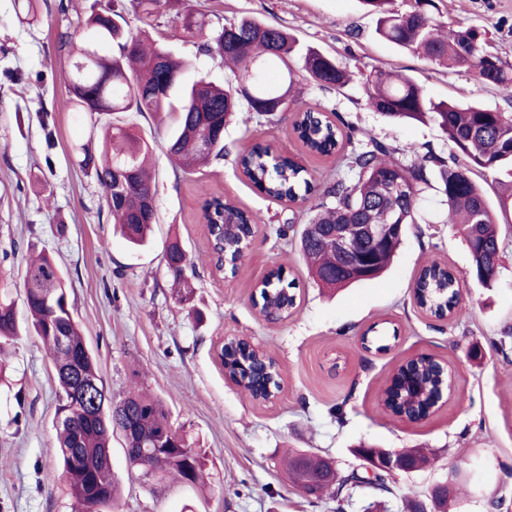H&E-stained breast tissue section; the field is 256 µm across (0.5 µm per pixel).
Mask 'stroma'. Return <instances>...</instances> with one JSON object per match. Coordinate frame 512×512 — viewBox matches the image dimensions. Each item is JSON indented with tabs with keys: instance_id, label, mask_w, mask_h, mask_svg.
I'll list each match as a JSON object with an SVG mask.
<instances>
[{
	"instance_id": "35a3bbf8",
	"label": "stroma",
	"mask_w": 512,
	"mask_h": 512,
	"mask_svg": "<svg viewBox=\"0 0 512 512\" xmlns=\"http://www.w3.org/2000/svg\"><path fill=\"white\" fill-rule=\"evenodd\" d=\"M92 0H39L36 22L16 17L15 0H0V293L14 302L26 325L23 278L32 252L45 253L69 286L73 313L113 398L143 390L160 398L169 421L205 463L206 483L147 478L127 468L124 439L111 441L112 470L122 492L114 512H334L331 499L310 502L286 479L283 458L308 450L355 468L354 447L427 448L425 468L401 473L393 494L356 488L345 512H404L405 497L453 478L463 494L449 512H512V226L500 225L502 262L486 285L469 275L471 257L447 207L426 190L425 221L409 226L388 270L379 278L328 294L310 277L296 230L310 202L288 204L260 194L243 179L237 152L261 142L296 155L316 185L346 170L343 156L308 154L293 131L300 108L336 111L358 137L388 147L407 144L448 156L434 122L393 123L366 103L364 79L376 67L412 77L436 100L476 101L512 113V101L471 74L441 68L376 33L377 18L359 0H162L143 25L131 0H122L131 30L147 29L190 60L183 84L226 77L220 59L199 51V39L171 40L187 13L216 29L250 17L284 27L303 46L335 59L353 81L322 89L303 72L287 74L279 60L263 67L265 79L293 78L288 109L241 112L224 130L223 159L184 172L165 155L176 126L171 112H125L121 119L154 142L156 189L153 233L131 247L115 229L95 176L77 163L76 150L112 122L109 114L73 111L72 59L58 37L85 36L80 27ZM433 17L485 32L488 46L512 64V0H434ZM259 214V232L236 274L215 275L201 222L200 187ZM179 237L193 261L189 301H179L163 255ZM438 261L458 271L462 315L440 321L421 312L413 285L423 265ZM296 284L297 307L287 320H263L252 291L273 268ZM374 329L375 350L361 346ZM245 336L279 361L281 390L268 402L246 396L224 374L218 343ZM430 355L452 372L450 389L429 418L408 423L388 413L381 392L406 359ZM0 383V512H76L57 459V382L47 350L20 334L7 348Z\"/></svg>"
}]
</instances>
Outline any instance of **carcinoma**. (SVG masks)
I'll return each mask as SVG.
<instances>
[{"instance_id":"obj_1","label":"carcinoma","mask_w":512,"mask_h":512,"mask_svg":"<svg viewBox=\"0 0 512 512\" xmlns=\"http://www.w3.org/2000/svg\"><path fill=\"white\" fill-rule=\"evenodd\" d=\"M406 11L394 8V0H360L367 11L379 16L377 33L407 51L448 69H464L480 82L494 86L505 98L512 99V64L488 51L485 35L474 28L455 30L424 10L430 0H414ZM18 20H35L37 0H17ZM201 16L184 22L172 38L184 40L205 35L201 51L220 58L229 74L222 85L203 79L184 87L178 107L172 97L185 62L167 48L150 41L146 31L133 32L123 10L114 0H94L83 28L93 38L112 43L116 52L103 55L93 42L79 47L69 34L61 36L63 47L71 46L73 57L69 91L73 107L80 112H178V124L171 133L166 154L183 171H192L211 159L224 158V125L236 112L247 110L270 114L287 97L266 86L262 62L277 58L292 70L293 64L321 87L341 88L351 80L335 60L312 48H302L285 29L252 18L229 22L209 34ZM367 104L395 122L433 121L448 139L450 160L427 149L409 144L399 150L376 141L354 140L337 123L336 112L311 108L297 110L293 127L308 153L320 157L351 147L347 171L321 189L314 184L307 168L292 158L276 155L261 144L237 158L242 174L262 194L295 202L317 196L310 215L299 234L302 255L314 282L324 288H342L353 284L341 274L340 260L330 237L338 224L351 231L358 224H417L421 220L420 200L424 189L439 184L445 198L448 223L457 224L472 258L473 274L481 283L493 280L502 259L501 238L496 227V212L512 213V114L498 112L477 103L436 102L409 76H399L382 67L366 75ZM208 147L201 149L200 142ZM399 153L410 158L406 163ZM153 155L149 141L130 128L110 124L103 130L102 150L84 145L79 165L94 173L102 189L107 209L123 237L134 246L143 245L155 221V212L143 211L139 193L155 194L147 173ZM130 160L135 185L128 200H116L117 176L113 163L117 157ZM479 168L493 176L501 186L496 203H491L481 187L469 177ZM408 180L414 190L399 198L393 192L396 180ZM205 206L213 207L206 218L218 227L223 245L215 253H224V269L236 273L235 257L246 246V228L232 217L259 223L255 214L224 203L211 191L200 187ZM401 237L395 235L382 251L374 276L391 263ZM191 264L179 240L169 243L165 265L169 277L184 289L180 299L190 298L191 285L186 269ZM282 270L272 271L258 287V301L275 316H288L295 308V295L283 284ZM25 303L29 325L49 351L59 386L55 418L58 453L67 494L82 512H108L118 496V482L106 451L114 433L124 439L123 452L129 468L144 475L170 474L192 487L203 481V462L187 445L184 437L171 427L163 403L142 391H132L118 401L107 400L105 409L89 413L74 408L78 402V382L95 380L103 385L97 362L87 348L78 322L72 313L65 277L56 264L41 255L28 264L25 274ZM459 288L455 274L432 262L425 266L415 284L417 305L437 318L459 315L453 302ZM18 336L13 303L0 301V342ZM228 377L247 396L255 399L262 387L256 354L237 347L225 353ZM410 379L418 392L412 399L393 394L394 407L421 414L434 404L440 380L449 377L439 361L421 356L408 364ZM402 457L420 470L430 463L426 448H404ZM286 476L293 485L324 472L328 462L317 454H288L284 458ZM322 496L336 502V512H344L353 487L343 482L333 487L320 484ZM434 495L435 508L448 512L460 497L454 484L429 488L406 499V512H416L419 499Z\"/></svg>"}]
</instances>
